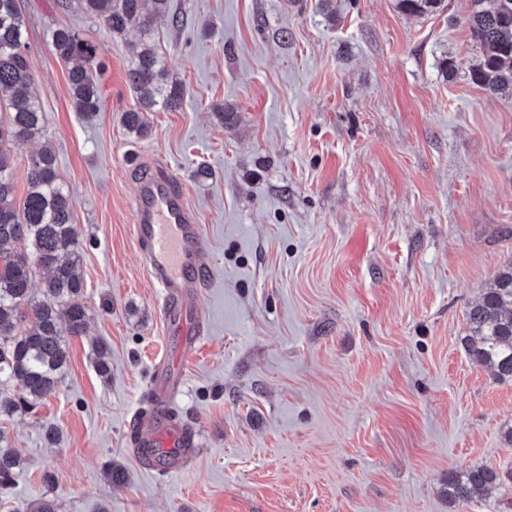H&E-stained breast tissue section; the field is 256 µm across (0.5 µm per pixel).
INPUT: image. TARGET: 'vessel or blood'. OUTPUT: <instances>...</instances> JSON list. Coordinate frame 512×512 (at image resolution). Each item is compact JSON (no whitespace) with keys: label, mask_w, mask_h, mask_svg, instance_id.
<instances>
[{"label":"vessel or blood","mask_w":512,"mask_h":512,"mask_svg":"<svg viewBox=\"0 0 512 512\" xmlns=\"http://www.w3.org/2000/svg\"><path fill=\"white\" fill-rule=\"evenodd\" d=\"M135 238L152 279L163 291L162 320L170 342L163 365L154 371L157 401L148 413H134V446L150 472L172 474L193 460L195 432L173 416L170 404L185 382L189 357L200 343L205 318L185 295L202 284L200 256L207 238L184 188L168 174L149 172L137 181Z\"/></svg>","instance_id":"1"}]
</instances>
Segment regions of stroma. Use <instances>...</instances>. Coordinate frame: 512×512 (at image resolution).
<instances>
[{"instance_id":"stroma-1","label":"stroma","mask_w":512,"mask_h":512,"mask_svg":"<svg viewBox=\"0 0 512 512\" xmlns=\"http://www.w3.org/2000/svg\"><path fill=\"white\" fill-rule=\"evenodd\" d=\"M18 4L44 128L10 146L16 195L27 158L50 147L75 200L90 320L56 392L0 422L21 457L0 512L45 497L57 512H512V481L448 502L449 473L512 472V379L460 343L512 265V93L468 76L467 0L421 17L343 0L333 23L319 0H172L182 22L152 40L185 100L147 113L143 136L124 124L139 31ZM60 27L96 46L93 117L72 106ZM152 169L183 184L208 240L209 280L187 302L210 333L172 403L198 449L171 475L145 470L129 436L166 346L134 236L136 177Z\"/></svg>"}]
</instances>
